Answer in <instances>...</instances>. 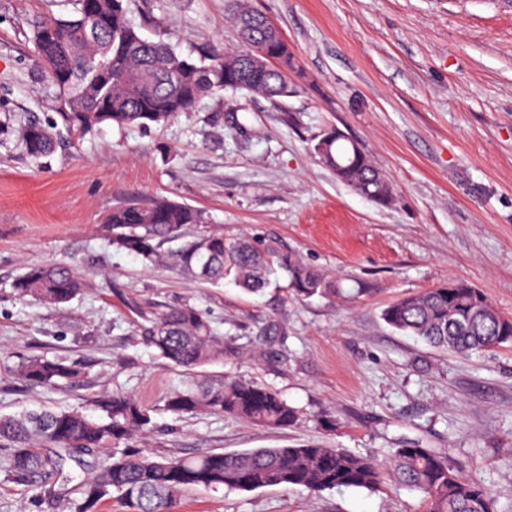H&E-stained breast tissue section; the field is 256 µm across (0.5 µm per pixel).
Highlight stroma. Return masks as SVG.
I'll return each instance as SVG.
<instances>
[{
	"label": "stroma",
	"instance_id": "1",
	"mask_svg": "<svg viewBox=\"0 0 512 512\" xmlns=\"http://www.w3.org/2000/svg\"><path fill=\"white\" fill-rule=\"evenodd\" d=\"M225 0H133L148 38L189 53L236 31ZM294 57L288 96L201 100L148 128L67 133L60 94L38 64L33 24L55 0H0V414L85 407L124 392L154 407L138 447L162 456L321 444L386 461L417 444L489 485L512 512V345L468 358L396 331L391 302L455 279L512 313V0H253ZM63 132L30 157L32 121ZM336 129L386 174L380 205L337 181L313 147ZM166 197L204 212L192 234L219 230L297 256L332 276L336 297L295 299L287 279L249 294L182 271L180 241L148 265L115 251L113 208ZM74 265L88 289L48 308L21 297L28 268ZM195 305L228 353L213 375L277 391L299 412L269 430L224 415L175 417L161 400L180 369L143 338L150 319ZM63 357L80 371L55 390L20 382L16 365ZM67 461L55 497L0 471V512H66L77 480L103 461ZM172 512H423L420 493L385 476L365 489L199 491Z\"/></svg>",
	"mask_w": 512,
	"mask_h": 512
}]
</instances>
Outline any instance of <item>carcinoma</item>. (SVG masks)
Returning a JSON list of instances; mask_svg holds the SVG:
<instances>
[{
  "instance_id": "cac0c4a2",
  "label": "carcinoma",
  "mask_w": 512,
  "mask_h": 512,
  "mask_svg": "<svg viewBox=\"0 0 512 512\" xmlns=\"http://www.w3.org/2000/svg\"><path fill=\"white\" fill-rule=\"evenodd\" d=\"M61 11L38 18L34 42L38 62L59 89L65 126L87 132L117 127L163 124L191 110L208 95L247 91L268 99L291 91L289 49L269 28H241L242 46L224 51L208 45L202 56L177 52L167 41L142 36L129 18L131 0H59ZM235 23L255 13L247 0H229ZM282 55L281 67L269 69L255 47ZM32 157L49 155L56 135L39 123L21 130ZM314 152L336 178L367 199L385 204L391 189L382 171L338 131L323 133ZM205 223L204 214L164 198L136 200L112 210L103 229L113 248L146 261L159 258L158 248L181 239L188 226ZM182 265L214 284L226 280L259 293L271 276L284 272L298 297H334L336 285L290 253L222 233L193 237L179 250ZM86 282L66 263L35 266L15 284L17 291L54 307L71 301ZM393 328L460 357L502 344L512 345V315L498 310L487 295L456 280L419 295L404 297L383 311ZM145 340L157 355L188 376L187 384L163 399L162 410L176 416L227 414L270 429L296 423L298 412L271 388L236 378L208 379L204 368L224 362V340L193 305L172 308L150 321ZM24 384L52 388L73 383L75 366L61 358L30 357L17 365ZM153 409L124 393L104 395L90 407L43 408L0 415V454L5 473L19 482L44 485L63 474L66 458L110 444L127 443L148 432ZM399 481L420 491L426 512H495L493 490L462 477L448 459L419 446L396 448L390 460ZM386 466L341 448L303 446L257 448L236 453L209 452L179 457L153 456L142 448L124 447L80 481V497L67 501L68 512H96L117 499L126 512H169L184 494L199 489L254 491L269 486L311 493L342 489L374 491Z\"/></svg>"
}]
</instances>
